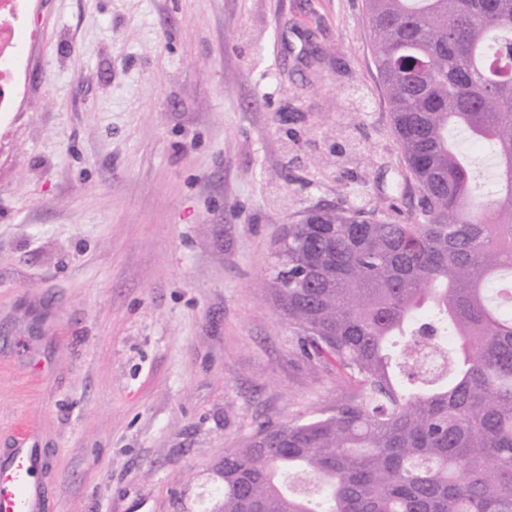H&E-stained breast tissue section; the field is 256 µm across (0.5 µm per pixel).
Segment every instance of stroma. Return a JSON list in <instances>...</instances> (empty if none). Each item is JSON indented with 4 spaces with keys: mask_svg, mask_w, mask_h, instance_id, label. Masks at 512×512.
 Returning a JSON list of instances; mask_svg holds the SVG:
<instances>
[{
    "mask_svg": "<svg viewBox=\"0 0 512 512\" xmlns=\"http://www.w3.org/2000/svg\"><path fill=\"white\" fill-rule=\"evenodd\" d=\"M0 121V448L49 512H220L224 451L350 389L256 288L317 206L416 201L365 0H29ZM13 430L11 446L0 449V512H48L49 460L39 434L24 420Z\"/></svg>",
    "mask_w": 512,
    "mask_h": 512,
    "instance_id": "stroma-1",
    "label": "stroma"
}]
</instances>
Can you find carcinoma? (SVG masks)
Masks as SVG:
<instances>
[{
    "instance_id": "obj_1",
    "label": "carcinoma",
    "mask_w": 512,
    "mask_h": 512,
    "mask_svg": "<svg viewBox=\"0 0 512 512\" xmlns=\"http://www.w3.org/2000/svg\"><path fill=\"white\" fill-rule=\"evenodd\" d=\"M366 8L420 197L285 225L262 288L352 395L225 449L222 512H512V0Z\"/></svg>"
}]
</instances>
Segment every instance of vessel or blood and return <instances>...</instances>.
<instances>
[{
    "instance_id": "b4317fda",
    "label": "vessel or blood",
    "mask_w": 512,
    "mask_h": 512,
    "mask_svg": "<svg viewBox=\"0 0 512 512\" xmlns=\"http://www.w3.org/2000/svg\"><path fill=\"white\" fill-rule=\"evenodd\" d=\"M48 468L37 430L17 422L11 446L0 449V512H48Z\"/></svg>"
}]
</instances>
